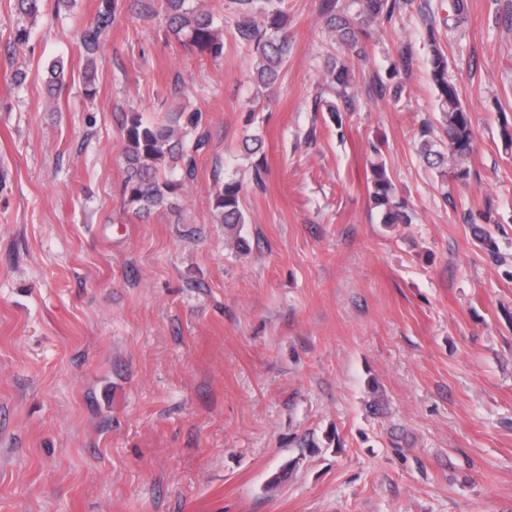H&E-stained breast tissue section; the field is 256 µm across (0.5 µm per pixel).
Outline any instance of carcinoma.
<instances>
[{
	"instance_id": "obj_1",
	"label": "carcinoma",
	"mask_w": 512,
	"mask_h": 512,
	"mask_svg": "<svg viewBox=\"0 0 512 512\" xmlns=\"http://www.w3.org/2000/svg\"><path fill=\"white\" fill-rule=\"evenodd\" d=\"M281 0H234L231 21L239 37L252 46L254 78L265 89L273 88L288 61L291 41L288 18L280 8ZM168 32L178 43L214 59L224 54L221 27L215 14L201 0H164ZM414 0H351L336 10L335 0H327L325 28L328 38L341 56L330 58L323 77V90L330 99L324 101L331 114L340 111L338 103L347 104L355 94L358 78L354 62L368 55L372 27L390 21L395 10L410 6ZM467 0H448V33L452 34L466 18ZM117 0H99L94 21L79 35L86 62L95 61L102 48L103 36L115 19ZM430 76L437 92L439 112L437 125L443 137H434V125L421 128L419 152L441 179L463 182L468 178L466 167L474 150L471 116L463 105L457 85L448 76V54L430 34ZM198 113L173 112L166 122L147 124L137 112L126 116L124 208L127 213L142 217L153 210L178 211V192L195 172L193 153L202 146V139L189 141L197 130ZM241 183L229 177L214 184L212 220L224 225L236 236V248L245 251V242L237 236L238 227L247 223L241 205ZM371 209L381 216L383 224H410L413 213L400 199L382 164L372 167ZM477 245L491 254L499 247L490 231L482 224H472Z\"/></svg>"
}]
</instances>
